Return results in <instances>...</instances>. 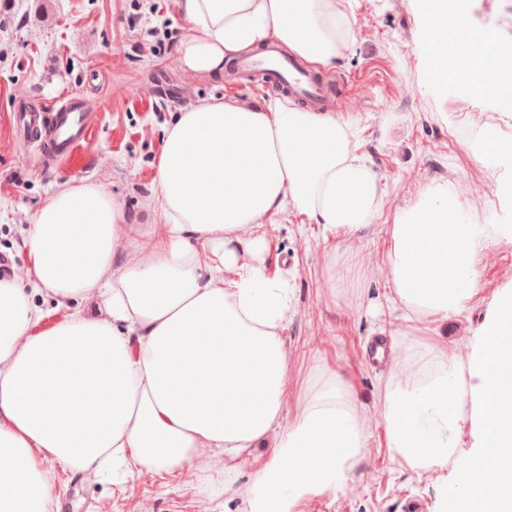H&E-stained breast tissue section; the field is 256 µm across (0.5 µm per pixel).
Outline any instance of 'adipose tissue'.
I'll return each mask as SVG.
<instances>
[{
  "label": "adipose tissue",
  "instance_id": "obj_1",
  "mask_svg": "<svg viewBox=\"0 0 512 512\" xmlns=\"http://www.w3.org/2000/svg\"><path fill=\"white\" fill-rule=\"evenodd\" d=\"M344 3L178 0L181 67L215 77L268 44L333 66L350 37ZM410 4L430 86L453 96L465 76L471 97L502 112L512 45L470 24L472 0ZM384 197L349 123L285 97H213L173 116L155 166L163 226L125 223L94 183L50 194L24 234L26 273L0 277V512H56L53 463L122 484L210 454L230 471L253 467L249 512H294L340 490L369 444V419L349 381L326 367L286 412L293 288L287 274H268L262 228L292 211L352 237L382 216ZM497 235L512 236V224L475 222L448 184L421 189L386 226L390 299L409 327L377 417L387 448L411 468L456 463L464 512H512V281L465 356L418 334L470 309ZM40 296L65 312L46 328ZM92 298L104 316L79 313ZM465 416L467 451L457 434Z\"/></svg>",
  "mask_w": 512,
  "mask_h": 512
}]
</instances>
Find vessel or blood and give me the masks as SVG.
<instances>
[{
	"instance_id": "b4317fda",
	"label": "vessel or blood",
	"mask_w": 512,
	"mask_h": 512,
	"mask_svg": "<svg viewBox=\"0 0 512 512\" xmlns=\"http://www.w3.org/2000/svg\"><path fill=\"white\" fill-rule=\"evenodd\" d=\"M240 68L258 73L268 88L288 91L293 98L320 112L337 93L336 87L324 83L299 58L276 49L244 60ZM14 125L24 143L46 142L58 161L67 160L76 152L88 139L92 128L89 113L79 99L71 95L52 112L21 109L14 116Z\"/></svg>"
}]
</instances>
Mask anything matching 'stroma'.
I'll list each match as a JSON object with an SVG mask.
<instances>
[{"mask_svg": "<svg viewBox=\"0 0 512 512\" xmlns=\"http://www.w3.org/2000/svg\"><path fill=\"white\" fill-rule=\"evenodd\" d=\"M349 15L354 39L327 74L348 82L350 99L338 103L337 114L351 124L359 153L387 187L385 214L407 205L421 186L448 182L472 200L478 223L511 222L512 203L499 199L472 137L483 128L512 137V120L500 119L478 99L462 104L426 92L408 0H351ZM180 25L177 0H0V259L23 266L24 229L66 183L98 184L122 206L127 223H156L148 201L165 123L213 96L274 98V91L246 77L185 73L176 51ZM64 93L87 101L94 126L60 167L15 138L13 115L18 97L49 108ZM264 230L267 267L286 265L292 273L287 408H294L317 366L326 364L345 375L367 412H375L385 367L364 347L407 327L388 305L391 285L380 271L384 223L353 238L327 237L291 213ZM348 248L372 272L355 300L346 290L353 266L337 265L335 289L325 286L328 256ZM510 279L512 239L494 238L481 262L477 303L449 319L441 335L455 342L472 335ZM210 466L204 458L170 479L144 471L122 485L60 468L54 475L68 512H247L251 469L224 476ZM456 473L453 465L437 472L411 469L386 448L377 428L345 487L302 500L296 512H407L412 502L422 512H445Z\"/></svg>", "mask_w": 512, "mask_h": 512, "instance_id": "obj_1", "label": "stroma"}]
</instances>
